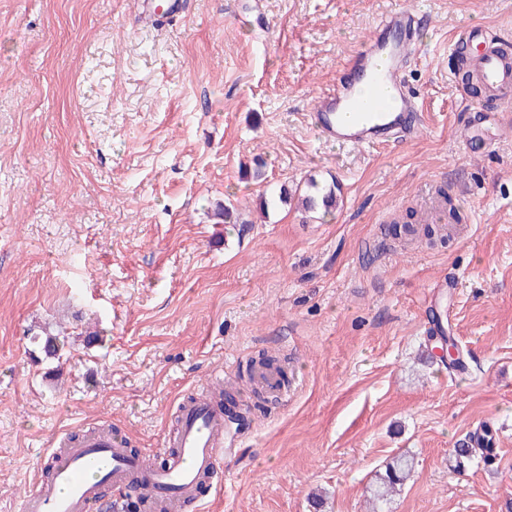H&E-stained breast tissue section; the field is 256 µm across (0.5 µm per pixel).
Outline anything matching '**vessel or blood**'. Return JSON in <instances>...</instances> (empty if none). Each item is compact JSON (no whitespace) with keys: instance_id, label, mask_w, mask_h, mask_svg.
<instances>
[{"instance_id":"vessel-or-blood-1","label":"vessel or blood","mask_w":512,"mask_h":512,"mask_svg":"<svg viewBox=\"0 0 512 512\" xmlns=\"http://www.w3.org/2000/svg\"><path fill=\"white\" fill-rule=\"evenodd\" d=\"M416 17L405 9L389 11L336 84L319 94L310 125L325 141L343 147L368 148L414 138L420 129V107L408 89L406 70L416 56ZM478 54H470L473 45ZM452 52L471 57L470 80L488 100L512 105V37L481 25L457 30ZM179 429L161 463L132 453L123 437L90 432L61 448L52 479L37 481L23 499L21 512H99V479L120 497L148 493L165 512H181L189 502L204 506L200 485L221 463L225 443L222 401L201 397L177 408Z\"/></svg>"}]
</instances>
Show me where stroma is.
Masks as SVG:
<instances>
[{
  "label": "stroma",
  "instance_id": "1",
  "mask_svg": "<svg viewBox=\"0 0 512 512\" xmlns=\"http://www.w3.org/2000/svg\"><path fill=\"white\" fill-rule=\"evenodd\" d=\"M425 14L405 79L410 141L342 148L307 114L378 18ZM0 0V512L60 437L112 424L159 457L175 410L216 377L248 401L208 512H368L393 457L414 472L391 512H512V111L492 147L458 137L470 97L456 28L512 29V0ZM335 209L261 197L308 178ZM445 188L463 217L394 238ZM235 224H219L217 204ZM453 284L440 293L443 281ZM446 324L469 370L439 361ZM92 326L104 341L86 345ZM61 334L38 361L33 334ZM290 393L259 402V351ZM491 459L457 464L480 427Z\"/></svg>",
  "mask_w": 512,
  "mask_h": 512
}]
</instances>
